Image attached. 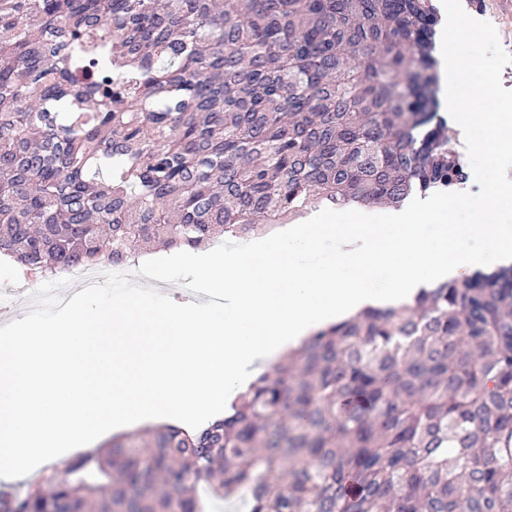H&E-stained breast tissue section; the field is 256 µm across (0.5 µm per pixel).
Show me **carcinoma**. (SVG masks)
<instances>
[{
	"label": "carcinoma",
	"instance_id": "cac0c4a2",
	"mask_svg": "<svg viewBox=\"0 0 512 512\" xmlns=\"http://www.w3.org/2000/svg\"><path fill=\"white\" fill-rule=\"evenodd\" d=\"M432 0H0V255L56 273L468 180ZM512 512V266L314 332L0 512Z\"/></svg>",
	"mask_w": 512,
	"mask_h": 512
}]
</instances>
